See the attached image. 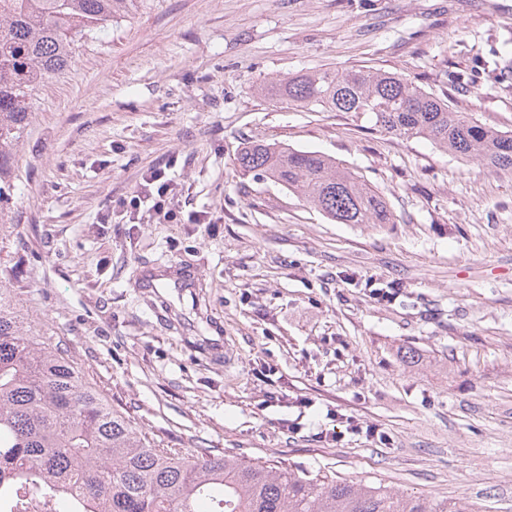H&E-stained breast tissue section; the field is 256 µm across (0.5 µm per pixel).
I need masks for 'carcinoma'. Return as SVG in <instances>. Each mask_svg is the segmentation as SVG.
Listing matches in <instances>:
<instances>
[{"mask_svg": "<svg viewBox=\"0 0 512 512\" xmlns=\"http://www.w3.org/2000/svg\"><path fill=\"white\" fill-rule=\"evenodd\" d=\"M135 0H0V228L34 96ZM309 111L354 112L382 131L512 171V131L489 127L391 72L314 70L257 87ZM245 174L298 195L338 224H392L385 195L318 151L252 142ZM55 492L99 512H475L382 484L254 464L233 455L153 448L0 288V491Z\"/></svg>", "mask_w": 512, "mask_h": 512, "instance_id": "1", "label": "carcinoma"}]
</instances>
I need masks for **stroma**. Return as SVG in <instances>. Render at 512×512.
<instances>
[{"mask_svg":"<svg viewBox=\"0 0 512 512\" xmlns=\"http://www.w3.org/2000/svg\"><path fill=\"white\" fill-rule=\"evenodd\" d=\"M507 42L512 0H136L35 97L0 287L154 447L512 512V172L255 91L374 67L512 131ZM250 141L336 158L395 223L242 175ZM162 165L208 223L116 207Z\"/></svg>","mask_w":512,"mask_h":512,"instance_id":"obj_1","label":"stroma"}]
</instances>
